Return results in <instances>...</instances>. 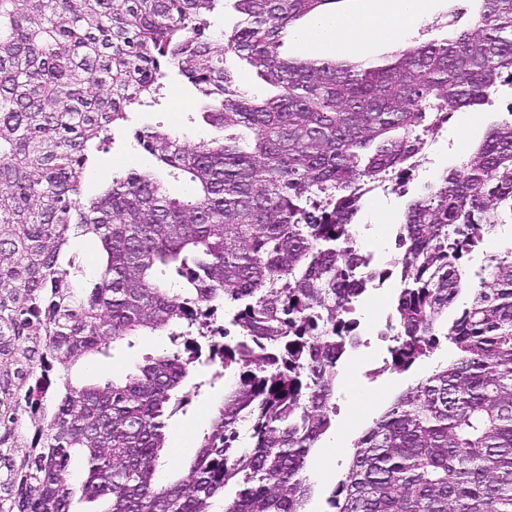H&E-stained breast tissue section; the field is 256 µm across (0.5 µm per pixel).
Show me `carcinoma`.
I'll list each match as a JSON object with an SVG mask.
<instances>
[{"label":"carcinoma","mask_w":512,"mask_h":512,"mask_svg":"<svg viewBox=\"0 0 512 512\" xmlns=\"http://www.w3.org/2000/svg\"><path fill=\"white\" fill-rule=\"evenodd\" d=\"M221 2L0 0V512H70L76 495L99 512H214L221 494L224 512H307L352 304L376 275L352 237L357 188L415 154L438 113L512 82V0H476L468 29L371 67L280 52L295 20L339 0H233L214 46L202 34ZM236 61L273 93L243 89ZM173 76L212 136L133 138L189 192L132 168L84 195L99 145ZM498 224H512V121L407 204L394 369L438 334L456 356L352 441L336 512H512V259H490L487 287L460 261ZM80 236L96 246L90 288L67 257ZM226 306L232 346L214 325ZM155 332L173 348L72 385L80 359ZM200 363L229 375L224 400L165 481V429Z\"/></svg>","instance_id":"cac0c4a2"}]
</instances>
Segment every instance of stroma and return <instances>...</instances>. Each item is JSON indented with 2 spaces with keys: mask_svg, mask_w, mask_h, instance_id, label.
I'll use <instances>...</instances> for the list:
<instances>
[{
  "mask_svg": "<svg viewBox=\"0 0 512 512\" xmlns=\"http://www.w3.org/2000/svg\"><path fill=\"white\" fill-rule=\"evenodd\" d=\"M457 4L460 13L458 27H465L475 16L477 4L475 0H434L427 20L416 26L405 40L406 45L413 46L424 42L438 41L448 33V7ZM491 106L475 113L471 109L461 108L452 111L444 126L441 146L428 145L417 155V168L405 174V194L392 193L377 195L367 200L358 212L355 225H367V232L357 234L358 246L366 252L391 260L398 252L396 242L397 229L383 223L385 215L403 213L408 199L420 195L427 183L442 170L452 164L458 154L453 141L460 128L469 131V144H477L490 123L508 119L512 116V98L508 96H492ZM197 110L193 90L180 79L167 83L155 95L153 106L135 107L129 120L114 142L106 144L96 155L94 166L86 178L83 191L91 195L97 192L103 184L111 182L113 176L123 174L127 168L138 171L152 169L155 159L146 152H134L133 133L143 125H158L165 129L176 131L183 142L194 144L209 138L207 126L195 122L193 116ZM170 346L166 334L158 333L137 339L134 347H117L111 350L109 356L98 357L96 369L86 372L83 363H76L71 371V378L77 384L103 383L112 379L120 380L131 372L135 366L148 355H156ZM454 353V348L445 337H438L430 356L418 359L409 371L400 373L391 367V356L387 345L374 341L371 348L363 354H344L338 363L343 378L336 381L337 418H344L349 402L356 393L369 391L377 410H385L398 388L407 387L414 380L426 375L436 364L448 361ZM370 359L376 365L382 366V375L375 380L365 374L363 359ZM224 396L223 380L202 385L198 395L183 410L171 418L166 434L165 459L168 466L164 472L167 480L179 478L185 467L186 457L182 450L185 444L199 439L210 426L211 418Z\"/></svg>",
  "mask_w": 512,
  "mask_h": 512,
  "instance_id": "35a3bbf8",
  "label": "stroma"
}]
</instances>
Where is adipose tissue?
I'll return each instance as SVG.
<instances>
[{"label": "adipose tissue", "instance_id": "adipose-tissue-1", "mask_svg": "<svg viewBox=\"0 0 512 512\" xmlns=\"http://www.w3.org/2000/svg\"><path fill=\"white\" fill-rule=\"evenodd\" d=\"M430 8V0H373L368 11L336 15L327 28L308 32L302 41L315 53L328 47L345 53L373 43L400 41L427 17Z\"/></svg>", "mask_w": 512, "mask_h": 512}]
</instances>
